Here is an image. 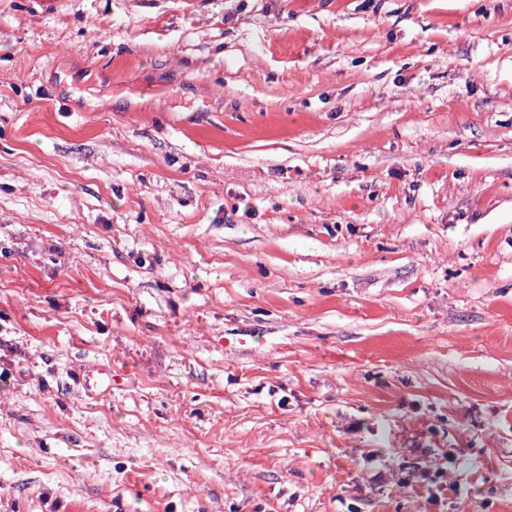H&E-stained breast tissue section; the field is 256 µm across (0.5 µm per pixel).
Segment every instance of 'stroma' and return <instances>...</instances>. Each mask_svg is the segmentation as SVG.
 Masks as SVG:
<instances>
[{
  "instance_id": "1",
  "label": "stroma",
  "mask_w": 512,
  "mask_h": 512,
  "mask_svg": "<svg viewBox=\"0 0 512 512\" xmlns=\"http://www.w3.org/2000/svg\"><path fill=\"white\" fill-rule=\"evenodd\" d=\"M0 512H512V0H0ZM79 383L86 393H96L112 387V369L110 367L91 366L83 369Z\"/></svg>"
}]
</instances>
